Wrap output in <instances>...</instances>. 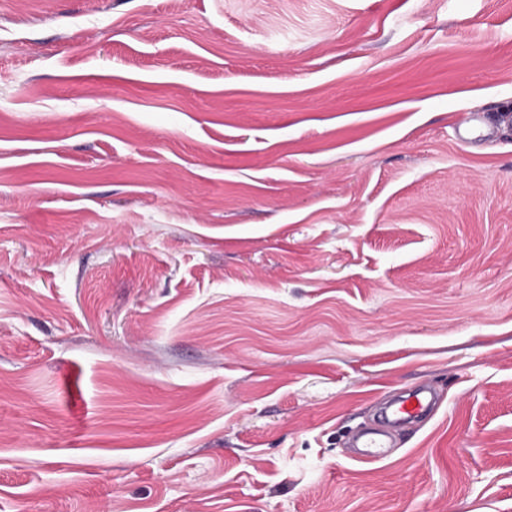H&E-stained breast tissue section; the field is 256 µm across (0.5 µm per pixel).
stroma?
I'll use <instances>...</instances> for the list:
<instances>
[{"label": "stroma", "instance_id": "1", "mask_svg": "<svg viewBox=\"0 0 512 512\" xmlns=\"http://www.w3.org/2000/svg\"><path fill=\"white\" fill-rule=\"evenodd\" d=\"M511 107L512 0H0V512H512ZM435 403L434 394L426 388L409 390L397 402L386 406L383 420L387 427H394L425 416ZM358 448H379L376 450H360L352 459L359 463H376L387 457L386 448H390L386 430L364 432L357 436Z\"/></svg>", "mask_w": 512, "mask_h": 512}]
</instances>
